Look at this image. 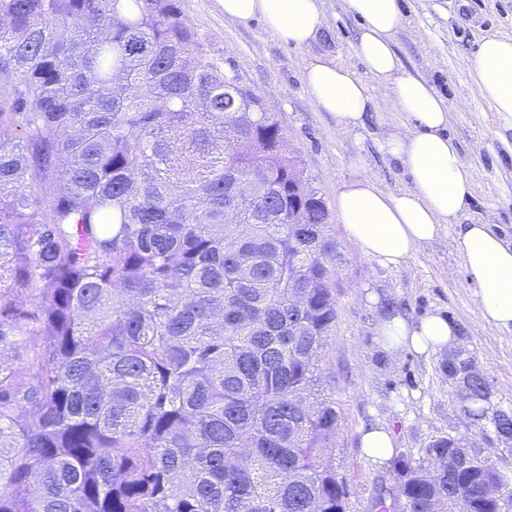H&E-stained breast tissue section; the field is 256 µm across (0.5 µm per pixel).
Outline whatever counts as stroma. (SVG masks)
Instances as JSON below:
<instances>
[{"label":"stroma","mask_w":512,"mask_h":512,"mask_svg":"<svg viewBox=\"0 0 512 512\" xmlns=\"http://www.w3.org/2000/svg\"><path fill=\"white\" fill-rule=\"evenodd\" d=\"M404 25L394 36L403 68L425 79L448 105V134L471 164L469 194L455 224L399 267L363 254L347 236L339 217L332 235L336 266V326L325 355L340 413L333 453L337 472L349 487L347 512H368L380 481H391L390 463L368 457L359 445L370 427L389 430L398 448L420 458L441 435L463 436L491 464L512 476V446L492 425L472 423L461 409L456 388L441 369L442 354L406 352L390 357L375 330V294L407 319L430 314L451 319L460 329V347L493 386L496 408L512 411V329L482 322L475 306L477 285L453 240L463 224H486L512 242V126L485 102L473 98L465 62L484 36H512V0H399ZM187 20L207 39L211 55L230 59L242 80L276 113L289 151L328 209L357 175L351 160L362 153L379 187L388 193L410 188L401 164L382 154V130L406 124L392 95L373 92L370 120L360 135L338 132L335 121L310 100L303 80L307 59L328 54L364 82L372 77L354 46L359 21L344 0H325L334 22L308 46L298 48L269 33L261 20L232 24L217 0H180Z\"/></svg>","instance_id":"1"}]
</instances>
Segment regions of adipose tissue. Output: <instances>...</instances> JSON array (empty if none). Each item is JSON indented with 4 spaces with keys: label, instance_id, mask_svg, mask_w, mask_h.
<instances>
[{
    "label": "adipose tissue",
    "instance_id": "1",
    "mask_svg": "<svg viewBox=\"0 0 512 512\" xmlns=\"http://www.w3.org/2000/svg\"><path fill=\"white\" fill-rule=\"evenodd\" d=\"M225 21L262 20L267 30L296 46L314 41L332 25L324 0H218ZM360 22L355 52L376 82L391 93L408 123L401 132L379 139L381 150L408 172L410 189L389 194L381 190L356 158L357 177L336 196V210L351 241L387 267L407 263L435 240L462 211L471 165L448 134V107L420 77L403 69L393 37L404 24L398 0H345ZM475 98L512 124V37L484 38L469 65ZM304 82L313 104L328 113L344 133L366 125L371 87L353 71L327 56L308 60ZM454 247L475 279L476 307L482 321L512 328V245L485 224H469L457 232ZM377 333L390 355L431 354L454 347L458 330L445 316L431 314L408 321L388 309L377 321Z\"/></svg>",
    "mask_w": 512,
    "mask_h": 512
}]
</instances>
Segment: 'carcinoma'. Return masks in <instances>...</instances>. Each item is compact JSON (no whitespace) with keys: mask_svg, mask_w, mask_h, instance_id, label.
Here are the masks:
<instances>
[{"mask_svg":"<svg viewBox=\"0 0 512 512\" xmlns=\"http://www.w3.org/2000/svg\"><path fill=\"white\" fill-rule=\"evenodd\" d=\"M235 78L179 0H0V512H346L330 212ZM392 480L371 512H512L462 437Z\"/></svg>","mask_w":512,"mask_h":512,"instance_id":"carcinoma-1","label":"carcinoma"}]
</instances>
